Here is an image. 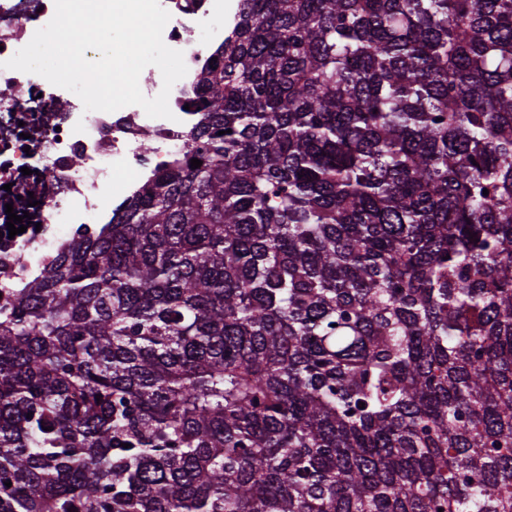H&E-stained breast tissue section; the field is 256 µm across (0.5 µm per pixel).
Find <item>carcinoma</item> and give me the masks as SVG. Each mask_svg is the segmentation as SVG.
<instances>
[{"label":"carcinoma","instance_id":"obj_1","mask_svg":"<svg viewBox=\"0 0 512 512\" xmlns=\"http://www.w3.org/2000/svg\"><path fill=\"white\" fill-rule=\"evenodd\" d=\"M213 56L0 306V512H512V0H239Z\"/></svg>","mask_w":512,"mask_h":512}]
</instances>
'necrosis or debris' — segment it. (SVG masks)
I'll return each mask as SVG.
<instances>
[{
	"mask_svg": "<svg viewBox=\"0 0 512 512\" xmlns=\"http://www.w3.org/2000/svg\"><path fill=\"white\" fill-rule=\"evenodd\" d=\"M170 14L163 40L182 51L185 77L169 96L172 118L136 105L85 111L79 97L43 77L4 68L54 15L55 0H0V289L20 288L80 232L111 223L136 185L120 168L149 177L186 151L198 114L191 104L211 53L224 41L217 25L225 0H159ZM29 215L10 235L9 213Z\"/></svg>",
	"mask_w": 512,
	"mask_h": 512,
	"instance_id": "obj_1",
	"label": "necrosis or debris"
}]
</instances>
